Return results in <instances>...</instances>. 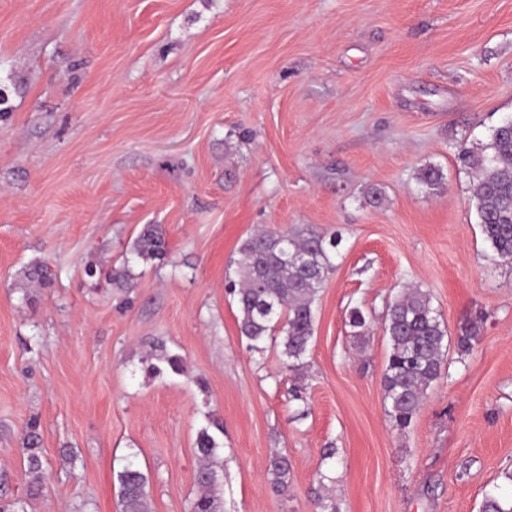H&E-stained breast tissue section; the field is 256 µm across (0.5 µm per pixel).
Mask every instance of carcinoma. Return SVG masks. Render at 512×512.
<instances>
[{"mask_svg": "<svg viewBox=\"0 0 512 512\" xmlns=\"http://www.w3.org/2000/svg\"><path fill=\"white\" fill-rule=\"evenodd\" d=\"M484 154L476 155L459 147L463 163L475 169L471 199L475 204L485 240L494 256L512 260V119L492 129ZM417 180L431 189L439 187L442 171L427 164L419 168ZM341 237L326 234L314 226L296 225L275 232H261L245 238L233 260L237 280L230 281L239 311L240 336L249 349L262 351L267 340L280 339L288 369L300 371L314 337L313 306L334 263ZM168 255L166 233L160 224H146L133 241L123 267L112 279H134V264L164 260ZM384 331L389 356L382 378L386 412L400 427L409 426L428 395V390L447 375L444 348L449 341L441 314L433 306L430 293L420 287L407 288L388 303ZM480 341V326L473 322L456 336L457 350L470 352ZM41 436L37 422L27 425L22 452L27 462L28 494L41 490ZM201 466L197 472L198 493L189 512H221L216 492L215 472L219 443L209 428L196 440ZM288 455L270 457L267 481L282 495L288 490ZM124 512H149L147 476L126 466L117 474ZM480 512H512V496L487 492Z\"/></svg>", "mask_w": 512, "mask_h": 512, "instance_id": "cac0c4a2", "label": "carcinoma"}]
</instances>
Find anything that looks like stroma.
<instances>
[{
  "instance_id": "obj_1",
  "label": "stroma",
  "mask_w": 512,
  "mask_h": 512,
  "mask_svg": "<svg viewBox=\"0 0 512 512\" xmlns=\"http://www.w3.org/2000/svg\"><path fill=\"white\" fill-rule=\"evenodd\" d=\"M0 88V506L123 512L130 464L151 512H189L213 417L223 512H316L326 491L339 512H479L512 491V262L458 159L512 118V0H0ZM426 164L440 188L418 184ZM146 224L169 255L122 289L109 275ZM302 224L342 242L301 402L279 342L241 338L225 284L246 235ZM411 284L449 334L484 321L402 430L383 324ZM164 354L182 374L148 373ZM275 449L284 495L266 479ZM41 436L36 421L27 425L22 438V452L27 462L28 494L36 496L41 490L42 479V456H41ZM290 461L287 454L275 453L270 457L267 467V481L271 489L279 495L288 490Z\"/></svg>"
}]
</instances>
